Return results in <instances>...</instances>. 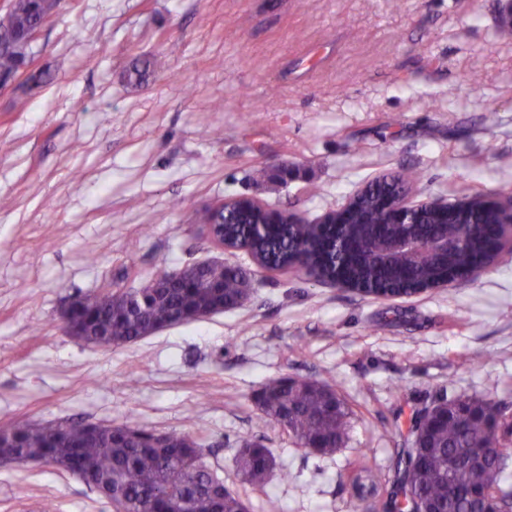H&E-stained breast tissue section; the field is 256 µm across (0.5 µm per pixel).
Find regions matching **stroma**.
<instances>
[{
	"label": "stroma",
	"mask_w": 512,
	"mask_h": 512,
	"mask_svg": "<svg viewBox=\"0 0 512 512\" xmlns=\"http://www.w3.org/2000/svg\"><path fill=\"white\" fill-rule=\"evenodd\" d=\"M504 0H58L29 50L40 88H0V426L16 418L187 433L249 512H386L351 476L401 465L437 398L512 415V258L478 279L380 299L252 268L238 308L120 347L62 311L220 252L199 217L238 195L315 219L404 168L416 198L512 194V39ZM151 62L129 80L135 58ZM494 122H484L488 110ZM313 378L351 409L309 453L260 422L269 380ZM270 449L265 488L240 448ZM115 512L49 464L0 465V512Z\"/></svg>",
	"instance_id": "35a3bbf8"
}]
</instances>
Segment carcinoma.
I'll list each match as a JSON object with an SVG mask.
<instances>
[{"mask_svg":"<svg viewBox=\"0 0 512 512\" xmlns=\"http://www.w3.org/2000/svg\"><path fill=\"white\" fill-rule=\"evenodd\" d=\"M54 7L46 0H10L0 13V77L14 76L28 61L30 34ZM402 170L382 182L369 184L353 201L341 232L347 251L333 252L330 229L303 224H267L260 232L258 216L249 208L229 212L224 241L242 244L272 269H286L304 257L323 276L343 266L355 285L375 290L414 292L441 279L450 268L465 278L467 266L490 260V245L506 218L484 207L480 195L461 199L458 211L448 208V223L433 213L418 223L386 229V242L401 237L433 239L454 231L468 237L467 251L438 255L420 265H383L360 247L362 236L386 223L378 200L400 193L417 181ZM251 272L241 266L210 262L189 283L171 281L161 288H138L121 295L91 294L77 301L70 315L74 336L94 345L118 347L171 325L200 320L204 313L236 307L250 285ZM332 386L311 379L277 378L259 393L263 417L287 430L300 447L327 455L346 435L348 408ZM434 404L453 405L448 415L428 420L418 412L410 426L407 461L397 470L390 500L393 512H512V487L503 485L509 453L501 443L506 408L474 398H444ZM0 435L16 443L13 449L26 463L77 469L84 482L108 499L116 512H247L244 502L224 486L206 462L202 445L171 432L165 448L153 446L152 432L129 424L112 430L100 423L47 422L32 425L14 420ZM237 463L254 487H264L275 466L267 448H242Z\"/></svg>","mask_w":512,"mask_h":512,"instance_id":"carcinoma-1","label":"carcinoma"}]
</instances>
